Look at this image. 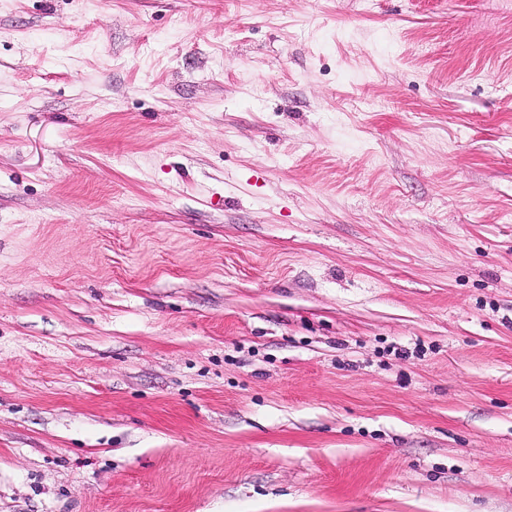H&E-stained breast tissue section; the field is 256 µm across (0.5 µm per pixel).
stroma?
Segmentation results:
<instances>
[{
	"instance_id": "obj_1",
	"label": "stroma",
	"mask_w": 512,
	"mask_h": 512,
	"mask_svg": "<svg viewBox=\"0 0 512 512\" xmlns=\"http://www.w3.org/2000/svg\"><path fill=\"white\" fill-rule=\"evenodd\" d=\"M0 512H512V0H0Z\"/></svg>"
}]
</instances>
